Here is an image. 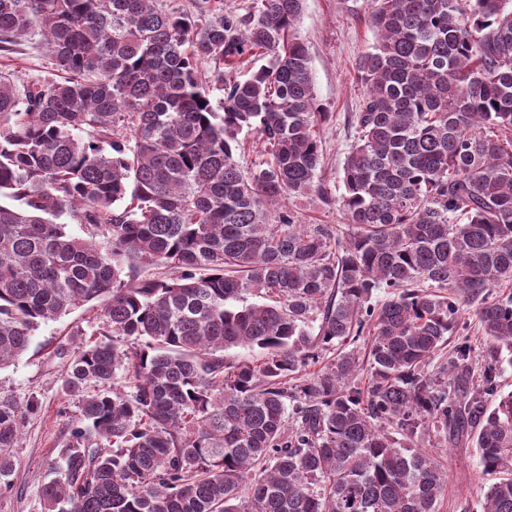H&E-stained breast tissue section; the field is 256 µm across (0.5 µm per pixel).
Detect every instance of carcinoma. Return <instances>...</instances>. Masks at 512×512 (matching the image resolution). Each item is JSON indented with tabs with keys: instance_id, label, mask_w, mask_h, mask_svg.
<instances>
[{
	"instance_id": "obj_1",
	"label": "carcinoma",
	"mask_w": 512,
	"mask_h": 512,
	"mask_svg": "<svg viewBox=\"0 0 512 512\" xmlns=\"http://www.w3.org/2000/svg\"><path fill=\"white\" fill-rule=\"evenodd\" d=\"M302 2L240 15L194 0L189 17L157 0H0V49L37 33L53 65L0 72V368L41 324L108 299L103 337L64 374L82 399L44 512H439L431 433L472 440L494 476L483 512H512V0H371L368 91L332 200L347 233L268 215L316 187L329 119L294 35ZM245 129L270 155L248 175ZM247 294L260 301L237 305ZM362 336L366 351L302 376ZM40 408L0 394V486Z\"/></svg>"
}]
</instances>
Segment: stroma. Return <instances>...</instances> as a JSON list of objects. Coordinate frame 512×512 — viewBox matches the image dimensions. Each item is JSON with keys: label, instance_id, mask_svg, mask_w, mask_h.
<instances>
[{"label": "stroma", "instance_id": "obj_1", "mask_svg": "<svg viewBox=\"0 0 512 512\" xmlns=\"http://www.w3.org/2000/svg\"><path fill=\"white\" fill-rule=\"evenodd\" d=\"M368 15L369 0L303 2L295 34L309 50L316 99L330 114L320 129L323 160L315 179L319 192L285 201L303 224L342 221L325 198L344 190V162L354 141L350 119L366 92L356 63L376 41ZM9 70L24 79L49 74L51 62L40 38L0 52V71ZM105 305L100 299L90 309H77L42 324L28 351L14 365L0 370V393L19 400L34 396L41 403L38 413L26 419L20 444L11 451L15 475L10 488L0 489V512H42L40 490L57 471L58 450L78 411L77 397L62 388L63 375L76 347L97 340L103 332ZM421 446L448 472L439 512H481V490L488 477L482 472L476 448L467 443L451 446L434 435L424 438Z\"/></svg>", "mask_w": 512, "mask_h": 512}]
</instances>
